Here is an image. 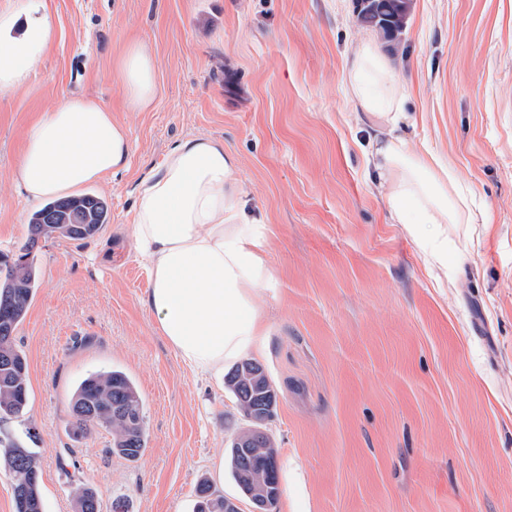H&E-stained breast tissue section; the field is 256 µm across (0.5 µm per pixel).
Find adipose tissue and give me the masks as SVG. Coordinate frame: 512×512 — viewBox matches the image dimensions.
<instances>
[{
	"label": "adipose tissue",
	"instance_id": "ef3b65f1",
	"mask_svg": "<svg viewBox=\"0 0 512 512\" xmlns=\"http://www.w3.org/2000/svg\"><path fill=\"white\" fill-rule=\"evenodd\" d=\"M55 39L42 19L22 42L0 40V97L30 82ZM117 74L130 108L144 111L158 95L156 65L128 46ZM345 80L371 131L367 165L387 190L392 223L405 225L426 260L448 267L447 224H467L463 191L452 168L411 148L401 133L409 115L390 61L364 40ZM125 129L110 110L84 94L64 98L35 121L15 166V180L35 205L96 183L128 166ZM239 163L222 140L188 137L138 185L133 237L149 265L145 304L175 355L198 373H220L254 352L264 334L259 297L272 275L258 255V227L249 223Z\"/></svg>",
	"mask_w": 512,
	"mask_h": 512
}]
</instances>
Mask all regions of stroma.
Segmentation results:
<instances>
[{"label":"stroma","mask_w":512,"mask_h":512,"mask_svg":"<svg viewBox=\"0 0 512 512\" xmlns=\"http://www.w3.org/2000/svg\"><path fill=\"white\" fill-rule=\"evenodd\" d=\"M56 36L28 85L0 99V251L34 212L14 177L28 126L65 96L96 98L125 128L129 168L88 185L109 209L94 238L35 251L39 286L16 331L28 364L23 417L0 435L39 459L44 512H73L78 484L100 512H193L224 475L247 418L220 375L185 365L144 298L136 186L173 144L210 136L234 154L245 211L272 274L252 353L278 395L268 433L282 488L274 512H512V0H411L394 39L356 0H46ZM372 39L416 124L406 134L460 176L479 217L448 227V270L427 264L366 165L369 132L343 71ZM154 57L158 96L131 110L115 70L126 45ZM120 370L145 404L147 448L70 435L71 395Z\"/></svg>","instance_id":"stroma-1"}]
</instances>
